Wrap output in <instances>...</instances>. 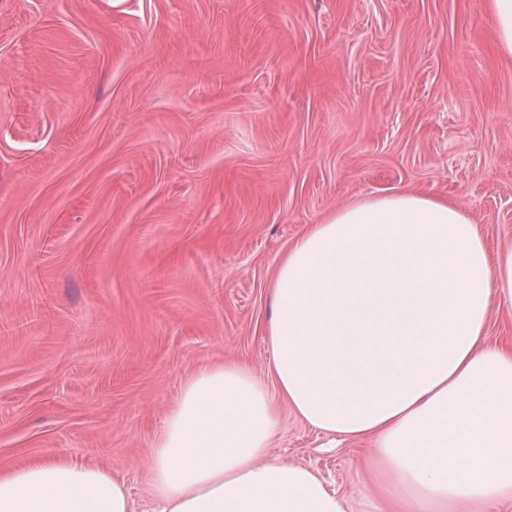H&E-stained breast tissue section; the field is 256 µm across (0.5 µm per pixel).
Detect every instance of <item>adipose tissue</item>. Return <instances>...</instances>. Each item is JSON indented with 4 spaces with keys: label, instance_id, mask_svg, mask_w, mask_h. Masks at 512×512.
Segmentation results:
<instances>
[{
    "label": "adipose tissue",
    "instance_id": "ef3b65f1",
    "mask_svg": "<svg viewBox=\"0 0 512 512\" xmlns=\"http://www.w3.org/2000/svg\"><path fill=\"white\" fill-rule=\"evenodd\" d=\"M270 380L189 376L150 455L157 512H347L314 469L271 452L280 404L371 444L383 512H483L512 500V236L489 249L460 204L402 190L312 225L280 261ZM0 512H132L105 469L51 458L0 473ZM486 341L489 344H508L512 342V317L504 314H493Z\"/></svg>",
    "mask_w": 512,
    "mask_h": 512
}]
</instances>
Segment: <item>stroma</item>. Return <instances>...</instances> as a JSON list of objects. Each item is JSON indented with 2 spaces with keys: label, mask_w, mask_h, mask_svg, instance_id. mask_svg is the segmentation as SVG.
I'll return each instance as SVG.
<instances>
[{
  "label": "stroma",
  "mask_w": 512,
  "mask_h": 512,
  "mask_svg": "<svg viewBox=\"0 0 512 512\" xmlns=\"http://www.w3.org/2000/svg\"><path fill=\"white\" fill-rule=\"evenodd\" d=\"M405 188L512 236V59L486 0H0V471L63 457L153 512L185 378L265 374L310 225ZM272 452L364 494V443Z\"/></svg>",
  "instance_id": "stroma-1"
}]
</instances>
